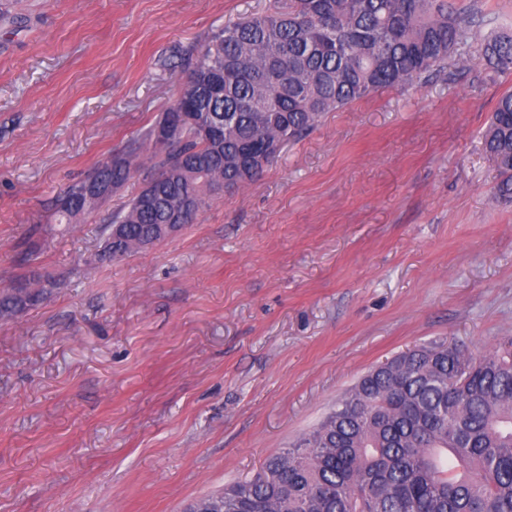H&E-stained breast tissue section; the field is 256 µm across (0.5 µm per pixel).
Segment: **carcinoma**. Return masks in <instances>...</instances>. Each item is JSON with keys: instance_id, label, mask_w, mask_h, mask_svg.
I'll return each mask as SVG.
<instances>
[{"instance_id": "1", "label": "carcinoma", "mask_w": 512, "mask_h": 512, "mask_svg": "<svg viewBox=\"0 0 512 512\" xmlns=\"http://www.w3.org/2000/svg\"><path fill=\"white\" fill-rule=\"evenodd\" d=\"M472 26L451 0H287L219 28L178 62L186 76L167 111L194 121L168 143L149 127L129 150L148 162L100 163V187L68 186L56 220L93 216L102 191L140 175V192L108 217L97 257L160 243L184 201L183 223L193 224L219 190L253 184L326 113L443 67ZM477 53L511 71L512 33L486 36ZM485 145L498 192L512 200V94L498 99ZM45 288L32 275L1 289L0 316L38 304ZM189 512H512V341L481 357L444 340L392 357L318 428Z\"/></svg>"}]
</instances>
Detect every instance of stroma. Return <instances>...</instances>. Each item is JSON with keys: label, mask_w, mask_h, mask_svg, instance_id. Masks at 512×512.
<instances>
[{"label": "stroma", "mask_w": 512, "mask_h": 512, "mask_svg": "<svg viewBox=\"0 0 512 512\" xmlns=\"http://www.w3.org/2000/svg\"><path fill=\"white\" fill-rule=\"evenodd\" d=\"M273 0H0V512H184L253 476L369 369L449 338L512 337V203L484 148L512 73L475 60L325 114L252 185L112 262L72 181L160 118L175 51ZM46 285L40 276H24L0 290V316H10L43 300Z\"/></svg>", "instance_id": "1"}]
</instances>
